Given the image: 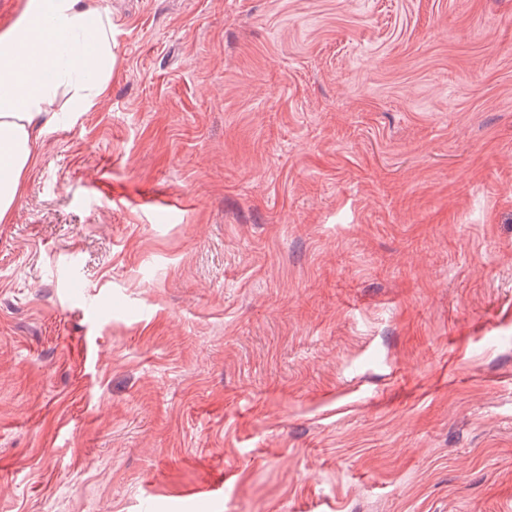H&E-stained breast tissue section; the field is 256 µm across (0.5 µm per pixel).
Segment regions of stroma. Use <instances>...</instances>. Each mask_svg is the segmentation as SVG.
I'll use <instances>...</instances> for the list:
<instances>
[{"label": "stroma", "mask_w": 512, "mask_h": 512, "mask_svg": "<svg viewBox=\"0 0 512 512\" xmlns=\"http://www.w3.org/2000/svg\"><path fill=\"white\" fill-rule=\"evenodd\" d=\"M94 3L0 224V512H512V0Z\"/></svg>", "instance_id": "obj_1"}]
</instances>
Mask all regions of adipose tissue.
<instances>
[{
  "label": "adipose tissue",
  "mask_w": 512,
  "mask_h": 512,
  "mask_svg": "<svg viewBox=\"0 0 512 512\" xmlns=\"http://www.w3.org/2000/svg\"><path fill=\"white\" fill-rule=\"evenodd\" d=\"M117 64L112 18L87 0H27L0 30L1 224L39 163L46 129L98 105Z\"/></svg>",
  "instance_id": "adipose-tissue-1"
}]
</instances>
